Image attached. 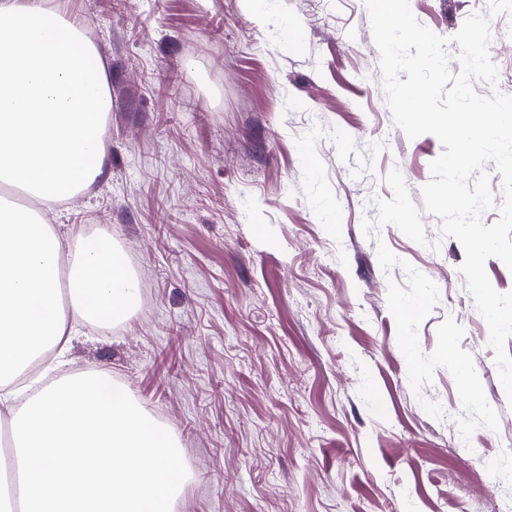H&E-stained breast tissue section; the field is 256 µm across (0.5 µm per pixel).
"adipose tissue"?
I'll return each instance as SVG.
<instances>
[{
	"label": "adipose tissue",
	"mask_w": 512,
	"mask_h": 512,
	"mask_svg": "<svg viewBox=\"0 0 512 512\" xmlns=\"http://www.w3.org/2000/svg\"><path fill=\"white\" fill-rule=\"evenodd\" d=\"M52 225L0 208V369H21L34 336L60 344L67 317L109 326L139 293L111 236L79 241L68 270ZM68 291L69 310L60 307ZM14 414L28 505L49 512H173L185 472L174 438L127 391L90 374L60 377L20 399L0 378V405Z\"/></svg>",
	"instance_id": "ef3b65f1"
}]
</instances>
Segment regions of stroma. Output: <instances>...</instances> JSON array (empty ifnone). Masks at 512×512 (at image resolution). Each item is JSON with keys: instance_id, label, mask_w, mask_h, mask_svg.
Returning a JSON list of instances; mask_svg holds the SVG:
<instances>
[{"instance_id": "35a3bbf8", "label": "stroma", "mask_w": 512, "mask_h": 512, "mask_svg": "<svg viewBox=\"0 0 512 512\" xmlns=\"http://www.w3.org/2000/svg\"><path fill=\"white\" fill-rule=\"evenodd\" d=\"M453 38L471 0H409ZM77 23L105 72L112 108L101 175L34 216L75 248L96 221L139 284L126 320L82 322L65 357L35 376L100 370L176 435L192 477L175 512H498L512 502L500 449L512 430L488 327L459 268L461 244L423 213L426 244L376 219L399 170L415 205L442 151L408 138L386 104L364 0H44ZM496 85L512 95V14L489 19ZM385 243L439 288L418 327L423 354L446 319L462 326L498 430L463 441L450 372L414 393ZM450 408L435 418L421 399Z\"/></svg>"}]
</instances>
